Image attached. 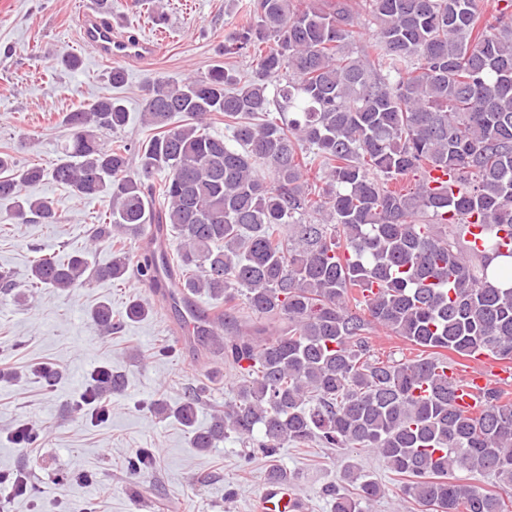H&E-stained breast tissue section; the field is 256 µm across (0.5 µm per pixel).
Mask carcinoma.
<instances>
[{
  "instance_id": "obj_1",
  "label": "carcinoma",
  "mask_w": 512,
  "mask_h": 512,
  "mask_svg": "<svg viewBox=\"0 0 512 512\" xmlns=\"http://www.w3.org/2000/svg\"><path fill=\"white\" fill-rule=\"evenodd\" d=\"M475 2L254 0L224 39L225 55H254L253 79L216 66L153 82L141 115L150 134L137 145L101 142L128 119L120 98L101 97L64 116L70 137L51 168L20 166L0 150V200L21 223H57L52 201L21 192L48 176L80 199H109L92 241L113 249L95 270L81 253L39 257L23 285L0 273V291L142 276L155 254L132 261L128 240L150 224L171 229L185 309L202 293L224 303L213 320L196 316L194 335L239 376L206 428L195 425L202 387L173 408L152 406L188 429L191 447L233 435L249 448L258 433L270 455L285 443L368 449L431 512H512V401L490 389L483 409L467 414L438 371L448 351L512 360V286L498 285L512 281V264L489 270L512 257L503 248L512 239V0L492 22ZM361 13L377 38L355 56L347 43ZM213 115L231 140L209 132ZM436 168L450 180L432 187ZM472 223L479 248L465 239ZM151 310L134 298L126 319ZM91 318L112 330L109 304ZM375 326L424 356L376 359ZM121 385L101 368L84 402L98 417ZM154 463L142 448L127 465ZM456 470L492 476L500 491ZM344 476L358 497L331 487L330 512H364L384 493L351 465Z\"/></svg>"
}]
</instances>
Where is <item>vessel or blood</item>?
Instances as JSON below:
<instances>
[{
	"label": "vessel or blood",
	"instance_id": "obj_1",
	"mask_svg": "<svg viewBox=\"0 0 512 512\" xmlns=\"http://www.w3.org/2000/svg\"><path fill=\"white\" fill-rule=\"evenodd\" d=\"M80 27L84 44L105 61L113 59L146 63L158 51L152 41L117 34L111 20L103 18L97 6L82 11ZM144 285L153 291L173 295L178 293L181 282L174 273L162 271L145 280ZM457 381L458 406L474 411L481 406L482 392L488 383H496L502 388L512 386V365L484 356L480 359L479 367L459 375ZM256 512H310V507L293 485L270 481L257 499Z\"/></svg>",
	"mask_w": 512,
	"mask_h": 512
}]
</instances>
